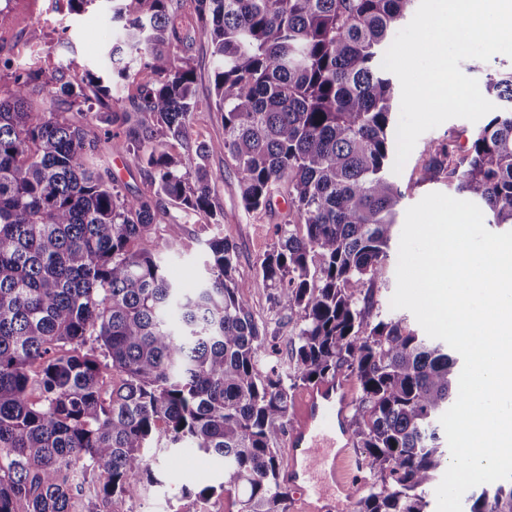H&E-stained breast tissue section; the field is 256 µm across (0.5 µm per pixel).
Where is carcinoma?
I'll return each instance as SVG.
<instances>
[{
  "label": "carcinoma",
  "mask_w": 512,
  "mask_h": 512,
  "mask_svg": "<svg viewBox=\"0 0 512 512\" xmlns=\"http://www.w3.org/2000/svg\"><path fill=\"white\" fill-rule=\"evenodd\" d=\"M174 0H112L120 34L107 50L121 79L146 71L127 105L73 55L55 67L65 106L34 112L46 69L0 57V512H112V500L158 484L183 448L222 461L182 496L200 505L244 490L237 512H284L279 439L290 387L262 369L265 339L234 275L236 247L215 235L195 288L170 281L160 256L187 250L163 202L216 217L206 147L193 162L162 149L191 115L224 113V154L248 210L273 190L298 223L280 224L263 281L298 317L296 380L349 370L360 397L348 430L372 475L391 481L357 512H427L426 488L450 463L441 415L458 395V359L441 340L374 311L395 235L400 187L395 80L381 67L416 0H195L197 27ZM201 31L215 100L195 96L190 59ZM80 71V82L65 72ZM505 107L463 149L430 147L427 171L512 226V71L487 75ZM130 141L155 190L127 197L102 173L93 122ZM469 512H512V488L482 492Z\"/></svg>",
  "instance_id": "1"
}]
</instances>
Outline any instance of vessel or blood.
Listing matches in <instances>:
<instances>
[{
    "instance_id": "1",
    "label": "vessel or blood",
    "mask_w": 512,
    "mask_h": 512,
    "mask_svg": "<svg viewBox=\"0 0 512 512\" xmlns=\"http://www.w3.org/2000/svg\"><path fill=\"white\" fill-rule=\"evenodd\" d=\"M349 395V381L340 375L306 388L292 410L280 473L284 485L303 489L308 475L319 469L334 489L351 491L363 464L352 448V437L343 428Z\"/></svg>"
}]
</instances>
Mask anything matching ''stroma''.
Listing matches in <instances>:
<instances>
[{"label": "stroma", "instance_id": "stroma-1", "mask_svg": "<svg viewBox=\"0 0 512 512\" xmlns=\"http://www.w3.org/2000/svg\"><path fill=\"white\" fill-rule=\"evenodd\" d=\"M110 16L105 5L74 15L67 12L65 0H11L8 8L0 13V38L8 42L34 31L38 34L32 45L34 55L47 67H55L61 56L71 50L92 67L103 61L104 43L111 36ZM475 128V123L453 118L419 137L401 173L394 177L403 193L400 211H407L429 193L449 191L445 180L420 179L421 167L429 159L428 144L450 139L466 144ZM189 138L191 143L206 146L210 169L224 174L223 180L212 186V196L223 221L213 224L204 213L187 217L176 206H169L170 218L176 221L181 237L191 240L192 246L183 252L164 254L166 273L182 287H194L205 275L207 240L218 234L232 241L237 252L235 276L248 286L247 303L268 348L266 364L283 378H295L298 368L293 341L298 332L297 321L276 305L274 289L260 275V262L276 241L275 227L287 221L288 211L279 198L266 209H244L236 170L224 154L222 113L213 108L194 113ZM99 158L103 167L111 170L123 193L130 196L150 193V180L132 164L124 137L101 139ZM215 468L211 458L185 449L177 472L163 473L161 484L146 487L137 497L114 499L112 512H190L192 501L182 498V488L201 486L212 477Z\"/></svg>", "mask_w": 512, "mask_h": 512}]
</instances>
